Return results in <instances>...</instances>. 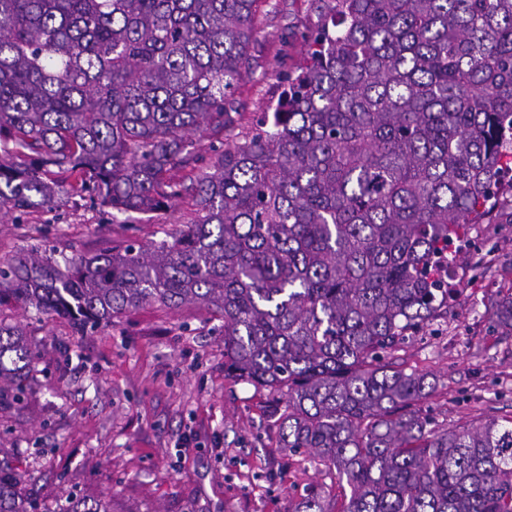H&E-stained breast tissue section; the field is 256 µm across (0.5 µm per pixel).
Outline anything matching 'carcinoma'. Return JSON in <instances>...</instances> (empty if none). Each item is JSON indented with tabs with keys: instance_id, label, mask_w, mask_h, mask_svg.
I'll return each mask as SVG.
<instances>
[{
	"instance_id": "carcinoma-1",
	"label": "carcinoma",
	"mask_w": 512,
	"mask_h": 512,
	"mask_svg": "<svg viewBox=\"0 0 512 512\" xmlns=\"http://www.w3.org/2000/svg\"><path fill=\"white\" fill-rule=\"evenodd\" d=\"M256 0H0V211L61 186L172 240L0 260V306L80 332L143 306L223 321L224 375L268 391L283 447L346 482L340 512H512V426L428 428L394 352L448 314V252L512 202V0H322L307 63L242 142L224 136ZM36 352L0 325L21 400ZM0 512H35L0 475ZM51 512H111L73 496ZM294 512H335L317 489Z\"/></svg>"
}]
</instances>
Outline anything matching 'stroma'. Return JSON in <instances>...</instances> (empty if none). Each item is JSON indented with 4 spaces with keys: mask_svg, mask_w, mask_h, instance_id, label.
<instances>
[{
    "mask_svg": "<svg viewBox=\"0 0 512 512\" xmlns=\"http://www.w3.org/2000/svg\"><path fill=\"white\" fill-rule=\"evenodd\" d=\"M316 2L257 0L230 140L305 65L301 35L317 21ZM191 211L186 197L161 220L116 224L93 195L62 193L52 206L0 215V259L34 245L70 256L127 237L159 241ZM455 267L447 317L396 353L405 371L430 375L435 388L420 408L439 430L512 417V324L494 315L512 296V210L473 225ZM0 320L21 327L39 353L22 400L0 388V467L28 502L77 495L108 498L112 512H293L309 487L340 495L334 473L282 448L267 391L225 377L222 322L205 309L146 306L84 333L16 304L0 307Z\"/></svg>",
    "mask_w": 512,
    "mask_h": 512,
    "instance_id": "stroma-1",
    "label": "stroma"
}]
</instances>
